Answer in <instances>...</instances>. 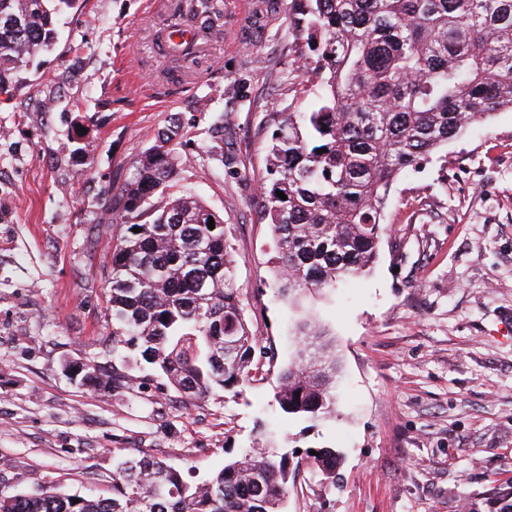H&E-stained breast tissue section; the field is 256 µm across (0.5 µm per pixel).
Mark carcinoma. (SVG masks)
<instances>
[{"mask_svg": "<svg viewBox=\"0 0 512 512\" xmlns=\"http://www.w3.org/2000/svg\"><path fill=\"white\" fill-rule=\"evenodd\" d=\"M72 2L0 0V85L53 44L56 5ZM194 2L192 24L212 33L220 12L213 0ZM293 11V42L315 39L318 47L313 58L300 55L302 71H288L286 80L312 84L314 103L270 113L275 129L260 196L283 294L297 303L374 262L400 174L474 122L512 111V0H298ZM214 131L204 153L231 169L224 119ZM182 138L177 125L159 133L135 177L108 184L97 238L112 243V351L134 347L192 403L242 386L266 352L243 316L224 217L195 195L172 191L179 176L174 141ZM301 333L303 348L281 373L277 399L284 412L316 419L334 404L336 359L308 324ZM73 372L105 392L132 384L94 359ZM312 464L331 475L336 453L321 449ZM287 494L285 455L233 459L191 486L149 449L113 456L110 497L50 485L32 493L1 488L0 512H282Z\"/></svg>", "mask_w": 512, "mask_h": 512, "instance_id": "obj_1", "label": "carcinoma"}]
</instances>
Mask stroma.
<instances>
[{
	"label": "stroma",
	"mask_w": 512,
	"mask_h": 512,
	"mask_svg": "<svg viewBox=\"0 0 512 512\" xmlns=\"http://www.w3.org/2000/svg\"><path fill=\"white\" fill-rule=\"evenodd\" d=\"M224 31L173 61L189 0H74L51 51L0 85V486L112 493L114 449H159L198 484L253 448L293 464L284 512H503L512 486V112L476 124L404 173L371 269L300 303L280 296L257 205L270 112L295 69L291 0H221ZM208 99L199 111V99ZM226 115L233 172L200 157ZM178 190L224 217L244 318L267 358L250 383L183 405L160 374L115 360L96 240L103 190L172 124ZM319 320L338 359L324 420L283 412L280 371ZM137 379L103 393L66 363ZM340 455L335 481L304 453Z\"/></svg>",
	"instance_id": "stroma-1"
}]
</instances>
